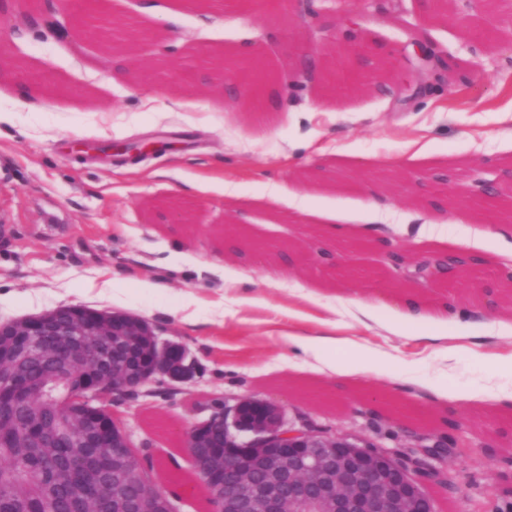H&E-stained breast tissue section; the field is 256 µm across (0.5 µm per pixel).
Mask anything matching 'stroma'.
Wrapping results in <instances>:
<instances>
[{"instance_id":"stroma-1","label":"stroma","mask_w":512,"mask_h":512,"mask_svg":"<svg viewBox=\"0 0 512 512\" xmlns=\"http://www.w3.org/2000/svg\"><path fill=\"white\" fill-rule=\"evenodd\" d=\"M9 2L0 110L19 133L0 138V323L81 305L143 318L187 347L190 382L157 380L112 405L178 512L210 509L184 434L214 397L266 398L403 459L444 442L447 455L429 465L453 489L423 480L438 512H512V410L433 392L483 389L493 365L512 363V288L501 275L512 219L504 237L484 235L465 202L477 177L512 170V0H437L428 13L417 0H254L221 13L206 0H104L146 32L133 47L60 40L25 19L62 17L67 0ZM418 42L431 56L422 78ZM354 47L373 66L345 86L298 77L302 51L336 69ZM205 55L259 67L277 98L261 111L233 101L224 75L201 68ZM36 72L49 80L33 90ZM377 81L394 95L377 96ZM21 87L24 108L14 103ZM143 138L161 150L137 160L102 151ZM418 138L431 152L409 158ZM448 173L452 186L421 189ZM227 181L237 196H225ZM273 184L286 194L271 196ZM168 202L190 222H174ZM354 240L362 251L346 250ZM385 240L410 261L477 248L483 262L422 288L378 263ZM252 293L266 305H238ZM351 298L374 320L358 321ZM411 307L419 322L395 325ZM328 331L389 358L335 375L282 341ZM450 347L473 354L451 363ZM393 403L411 420L395 418Z\"/></svg>"}]
</instances>
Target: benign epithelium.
Wrapping results in <instances>:
<instances>
[{"instance_id":"7a95c632","label":"benign epithelium","mask_w":512,"mask_h":512,"mask_svg":"<svg viewBox=\"0 0 512 512\" xmlns=\"http://www.w3.org/2000/svg\"><path fill=\"white\" fill-rule=\"evenodd\" d=\"M225 88L252 95L250 78L239 69H225ZM488 198L512 212V199L500 194L498 181L479 180L469 199ZM395 276L412 277L423 285L441 280L440 270L401 268L398 251L388 245ZM52 341L42 361L40 381L27 382L31 423L27 433L45 448L64 440L71 448L94 445L112 450L116 463L114 502L135 512H175L172 499L140 495L134 502L121 493L122 480L141 471L136 447L123 423L105 402L127 395L156 379L187 382L195 362L181 343L162 340L147 321L126 313L87 316L80 306L59 307L11 323L0 324V363L13 365V374L26 379L32 360L21 338ZM72 336V341H56ZM112 336H138L145 342L146 364L138 377L109 370L90 371L92 359L102 360ZM209 415L185 433L212 512H436L431 494L411 468L389 452L347 436H326L309 423L288 419L284 409L262 398H243L226 407L220 399ZM267 471L263 483L250 481L254 468Z\"/></svg>"}]
</instances>
